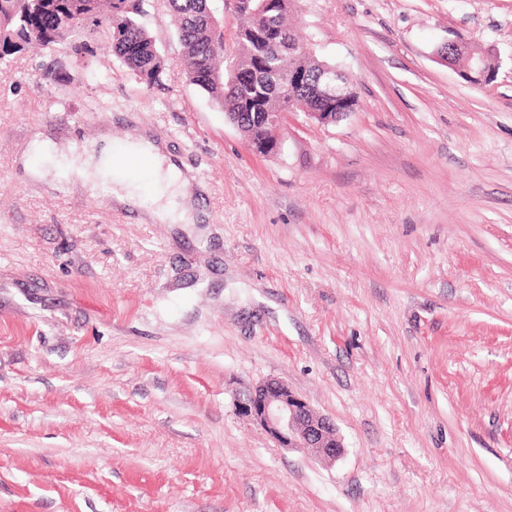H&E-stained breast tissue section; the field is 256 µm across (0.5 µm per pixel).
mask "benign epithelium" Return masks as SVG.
Returning a JSON list of instances; mask_svg holds the SVG:
<instances>
[{
  "instance_id": "1",
  "label": "benign epithelium",
  "mask_w": 512,
  "mask_h": 512,
  "mask_svg": "<svg viewBox=\"0 0 512 512\" xmlns=\"http://www.w3.org/2000/svg\"><path fill=\"white\" fill-rule=\"evenodd\" d=\"M237 409L282 448H308L329 463L343 454L333 420L313 409L284 380L270 378L259 383L239 400Z\"/></svg>"
}]
</instances>
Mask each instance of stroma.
Instances as JSON below:
<instances>
[{
    "mask_svg": "<svg viewBox=\"0 0 512 512\" xmlns=\"http://www.w3.org/2000/svg\"><path fill=\"white\" fill-rule=\"evenodd\" d=\"M293 20L358 105L289 114L270 156L187 80L161 0L154 88L98 43L0 64V512H512V0ZM448 40L495 80L439 61ZM145 134L195 223L65 177ZM273 377L335 421V463L238 413Z\"/></svg>",
    "mask_w": 512,
    "mask_h": 512,
    "instance_id": "obj_1",
    "label": "stroma"
}]
</instances>
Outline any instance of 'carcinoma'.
I'll list each match as a JSON object with an SVG mask.
<instances>
[{"label":"carcinoma","instance_id":"carcinoma-1","mask_svg":"<svg viewBox=\"0 0 512 512\" xmlns=\"http://www.w3.org/2000/svg\"><path fill=\"white\" fill-rule=\"evenodd\" d=\"M262 0H251V11H237L241 22L236 29L234 58L224 65L223 35L209 24L215 0H165L169 14L177 17L178 38L183 47L189 82L219 104L224 115L235 112H351L357 105L353 88H348L351 103L338 104L334 97H323L308 89L318 75L335 64L317 57L300 41L288 25V12L294 0H274V7L261 9ZM149 0H0V62L25 53L31 46L58 48L75 57L93 55L85 41L79 40L84 24L97 41L107 45L113 60L140 84L152 88L161 84L165 59L150 32L143 26ZM54 11L61 17L79 16L75 27L65 22L49 29L44 16ZM474 58H483L480 68L466 70L467 58L455 53L448 63L460 68V77L477 82L480 71H493L494 56L483 54L472 45ZM304 75L306 85L280 95L277 85L288 80V73Z\"/></svg>","mask_w":512,"mask_h":512}]
</instances>
